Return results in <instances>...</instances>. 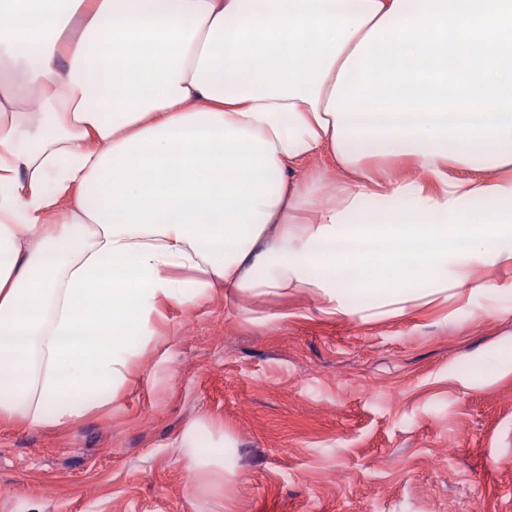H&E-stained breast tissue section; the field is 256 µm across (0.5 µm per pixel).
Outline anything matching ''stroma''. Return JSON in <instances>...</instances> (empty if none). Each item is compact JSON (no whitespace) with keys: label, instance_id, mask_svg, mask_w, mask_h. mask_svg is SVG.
I'll return each instance as SVG.
<instances>
[{"label":"stroma","instance_id":"35a3bbf8","mask_svg":"<svg viewBox=\"0 0 512 512\" xmlns=\"http://www.w3.org/2000/svg\"><path fill=\"white\" fill-rule=\"evenodd\" d=\"M303 290L166 307L129 383L64 429L0 424V512H512V294L369 321ZM234 443L188 478L182 437Z\"/></svg>","mask_w":512,"mask_h":512}]
</instances>
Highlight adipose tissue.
<instances>
[{"instance_id": "obj_1", "label": "adipose tissue", "mask_w": 512, "mask_h": 512, "mask_svg": "<svg viewBox=\"0 0 512 512\" xmlns=\"http://www.w3.org/2000/svg\"><path fill=\"white\" fill-rule=\"evenodd\" d=\"M480 266H512V0H0V423L107 405L217 284L365 321Z\"/></svg>"}]
</instances>
